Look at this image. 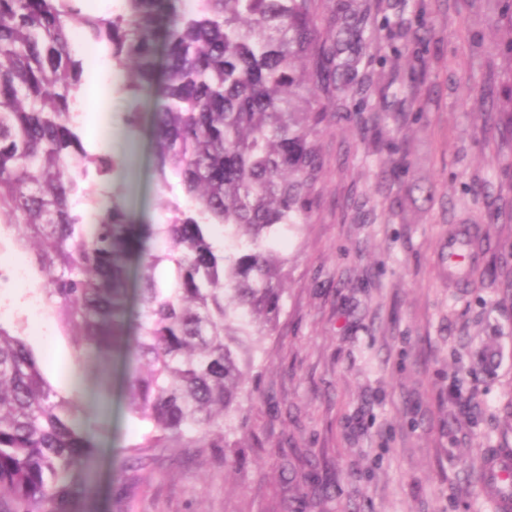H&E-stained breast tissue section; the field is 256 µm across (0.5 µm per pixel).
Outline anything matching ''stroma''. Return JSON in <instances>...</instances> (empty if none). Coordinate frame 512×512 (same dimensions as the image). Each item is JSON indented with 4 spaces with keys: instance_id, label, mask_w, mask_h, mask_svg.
<instances>
[{
    "instance_id": "1",
    "label": "stroma",
    "mask_w": 512,
    "mask_h": 512,
    "mask_svg": "<svg viewBox=\"0 0 512 512\" xmlns=\"http://www.w3.org/2000/svg\"><path fill=\"white\" fill-rule=\"evenodd\" d=\"M490 0H366L376 51L368 86L319 90L322 167L309 220L280 234L283 309L260 337L236 468L220 448H145L121 357L77 362L73 338L31 306L33 256L0 233V294L58 391L83 384L96 428L93 497L76 512H493L480 461L512 448V132L490 109L512 94ZM426 23L425 40L409 36ZM132 97L105 81L96 138L111 150L132 223L162 224L166 192ZM486 183L488 202L471 187ZM483 233L475 279L453 287L448 229Z\"/></svg>"
}]
</instances>
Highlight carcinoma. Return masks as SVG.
Returning <instances> with one entry per match:
<instances>
[{
    "label": "carcinoma",
    "instance_id": "1",
    "mask_svg": "<svg viewBox=\"0 0 512 512\" xmlns=\"http://www.w3.org/2000/svg\"><path fill=\"white\" fill-rule=\"evenodd\" d=\"M82 2L0 0V224L38 244L34 288L85 360H138L132 411L152 424L138 447L193 435L229 448L254 341L283 307L288 259L271 241L305 223L321 164L316 91L331 85L339 99L363 74L367 7L337 0L323 32L318 0H123L108 17ZM75 26L132 96L155 98L159 178L182 190L164 224L137 230L120 192L90 191L119 161L81 141ZM95 452L81 395H60L22 332L0 323V512H74L94 494Z\"/></svg>",
    "mask_w": 512,
    "mask_h": 512
}]
</instances>
